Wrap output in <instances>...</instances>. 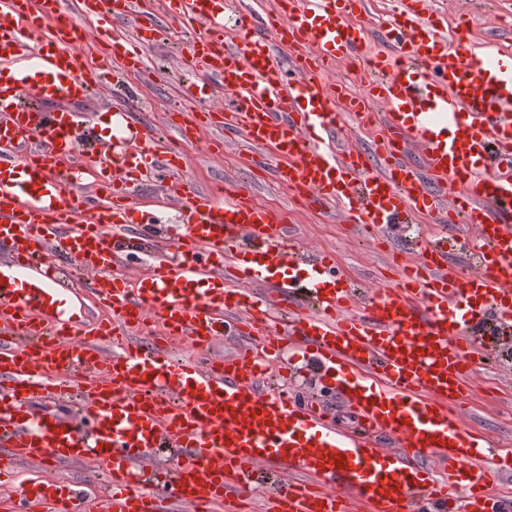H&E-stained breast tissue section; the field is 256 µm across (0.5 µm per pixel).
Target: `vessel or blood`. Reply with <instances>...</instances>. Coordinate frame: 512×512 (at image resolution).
<instances>
[{
	"instance_id": "vessel-or-blood-1",
	"label": "vessel or blood",
	"mask_w": 512,
	"mask_h": 512,
	"mask_svg": "<svg viewBox=\"0 0 512 512\" xmlns=\"http://www.w3.org/2000/svg\"><path fill=\"white\" fill-rule=\"evenodd\" d=\"M89 0H0V469L22 460L105 466L104 512H158L173 500L192 512H222L251 485L256 465L292 473L280 512H499L485 488L512 472V455L461 424L482 356L478 335L512 326V57L477 53L466 25L447 31L427 0L382 24L384 52L366 42L362 0H97L99 27L114 53L141 66V47L198 37L181 57L205 85L230 98L220 125L256 166L276 161L277 182L305 205L335 203L362 228L471 224L479 263L427 243L421 261L373 295L341 285L329 256L308 258L286 242L284 214L243 188L224 198L181 178L182 153L140 126L120 164L83 154L72 111L101 85L86 67L74 16ZM234 10L232 34L224 12ZM366 67V98L348 99L358 118L379 123L373 154L339 147L343 114L324 73L338 61ZM56 103L47 112L43 103ZM384 114L371 110L373 103ZM417 148L420 162L409 159ZM99 174L94 193L85 185ZM170 172L181 220L167 228L137 278L124 271L121 239L152 217L129 186ZM94 275L112 317L82 333L83 314L59 288L53 256ZM160 318L153 350L119 342L127 328ZM259 337L263 356L207 351L225 319ZM186 343L195 360L173 356ZM309 355L365 423L350 435L313 406L257 383L284 350ZM72 399L76 417L36 416L34 398ZM395 438L383 451L378 436ZM166 449L163 470L140 466ZM435 457L433 476L421 464ZM80 491L62 481L21 491L19 512H81Z\"/></svg>"
}]
</instances>
